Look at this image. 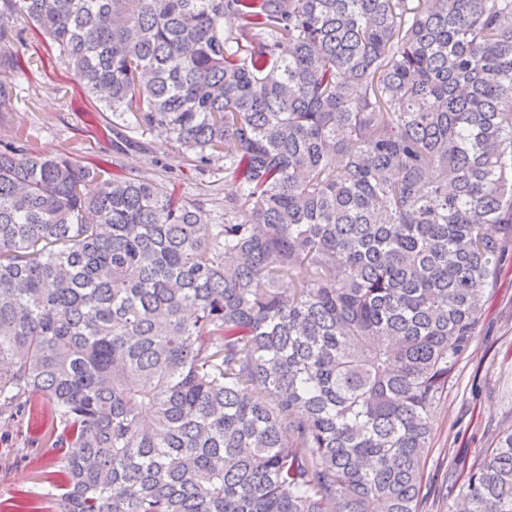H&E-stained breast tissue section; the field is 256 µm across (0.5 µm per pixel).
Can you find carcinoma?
<instances>
[{
  "label": "carcinoma",
  "instance_id": "1",
  "mask_svg": "<svg viewBox=\"0 0 512 512\" xmlns=\"http://www.w3.org/2000/svg\"><path fill=\"white\" fill-rule=\"evenodd\" d=\"M4 16L232 186L211 224L25 125L0 144V420L49 405L50 512H419L435 409L512 243V0ZM21 47L0 25V112ZM448 468L463 512H512V428Z\"/></svg>",
  "mask_w": 512,
  "mask_h": 512
}]
</instances>
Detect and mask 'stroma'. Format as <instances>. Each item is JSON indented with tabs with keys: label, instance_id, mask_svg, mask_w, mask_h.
Listing matches in <instances>:
<instances>
[{
	"label": "stroma",
	"instance_id": "35a3bbf8",
	"mask_svg": "<svg viewBox=\"0 0 512 512\" xmlns=\"http://www.w3.org/2000/svg\"><path fill=\"white\" fill-rule=\"evenodd\" d=\"M14 37L26 44V77L12 109L0 112V126L23 121L32 148L73 155L82 165L104 166L113 177L139 172L179 200L201 207L212 223L224 221V163L188 164L169 140L134 135L123 144L99 103L85 95L46 39L26 24H13ZM55 426L50 408L37 418L0 423V502L30 494L38 478L51 477V456L30 450V441L49 439ZM512 426V252L483 306L476 335L459 357L448 392L438 405L426 461L429 489L420 496L419 512H449L436 494L449 478L452 457L466 460L493 448L499 431ZM29 449L25 464L14 466L17 449Z\"/></svg>",
	"mask_w": 512,
	"mask_h": 512
}]
</instances>
